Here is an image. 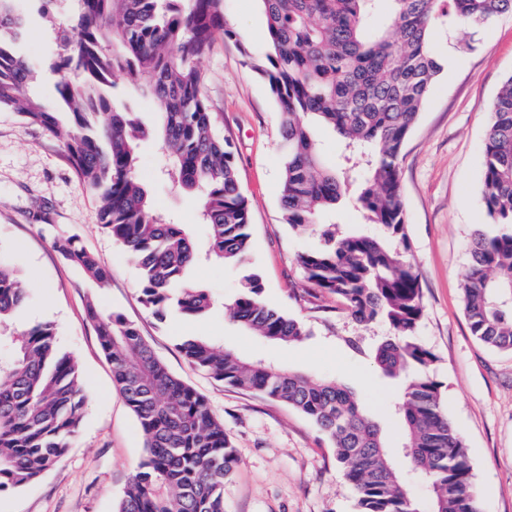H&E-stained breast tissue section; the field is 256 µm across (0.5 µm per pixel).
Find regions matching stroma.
Instances as JSON below:
<instances>
[{
    "label": "stroma",
    "mask_w": 512,
    "mask_h": 512,
    "mask_svg": "<svg viewBox=\"0 0 512 512\" xmlns=\"http://www.w3.org/2000/svg\"><path fill=\"white\" fill-rule=\"evenodd\" d=\"M77 0H49L30 20L26 45L50 63L62 52L61 27ZM236 38L216 36L201 59L205 92L217 128L234 146L239 180L250 204L251 261L263 281V298L303 323L301 342L281 345L254 336L225 309L239 292L237 267L202 264L191 280L213 292L207 318L174 311L159 315L140 301L139 270L98 219L99 202L78 178L60 140L0 110V256L25 277L28 301L20 325L51 323L59 349L82 371L87 401L66 454L37 481L0 493V512H117L129 480L143 460L144 436L112 382L87 304L116 311L134 324L170 372L203 394L223 422L239 463L224 484L226 512H355L353 491L328 438L314 423L259 392L235 388L193 367L179 349L188 336H208L248 358H259L331 379L349 387L379 422L391 446L402 438L392 410L400 389L384 377L370 353L348 348L346 338L372 344L388 335L382 324L355 322L332 296L309 288L296 263L317 246L315 237L285 223L281 209V118L267 81L246 61L267 50L266 18L259 0H224ZM433 48L445 70L431 89L400 162L409 258L423 290L417 339L436 356L431 373L442 384V405L467 449L481 512H512V352L493 349L472 335L464 313L463 277L472 231L486 223L481 202L483 144L503 79L512 75V16L481 30L439 27ZM115 105L137 113L149 128L159 123L155 104L117 77ZM164 158L154 140H143L138 167L156 214L191 225L197 242L195 198L171 189L159 173ZM48 212L51 227L36 219ZM57 234L77 236L108 266L107 283L90 280L52 248Z\"/></svg>",
    "instance_id": "stroma-1"
}]
</instances>
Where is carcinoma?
<instances>
[{"instance_id":"1","label":"carcinoma","mask_w":512,"mask_h":512,"mask_svg":"<svg viewBox=\"0 0 512 512\" xmlns=\"http://www.w3.org/2000/svg\"><path fill=\"white\" fill-rule=\"evenodd\" d=\"M28 0H0V110L57 137L77 176L99 199V220L140 270L142 303L198 319L215 307L209 289L187 279L213 260L243 269L229 317L269 341L295 343L306 327L269 307L249 265L250 209L231 143L217 130L197 61L216 35L233 36L224 0H78L61 31L70 54L49 65L51 101L29 96L42 67L23 50ZM268 51L252 67L265 77L282 115V206L286 223L319 240L297 255L309 286L335 297L362 323L392 335L371 348L383 374L401 377L393 409L402 444L387 445L380 424L345 386L244 358L204 336L180 344L196 368L230 386L257 390L306 415L332 441L356 512H421L394 468L401 455L429 485L430 512H480L467 450L441 407L434 354L416 338L423 315L419 274L408 260L400 160L427 95L443 71L431 36L444 19L480 28L512 0H260ZM387 15L390 25L376 23ZM122 74L153 100L155 129L112 103ZM337 133L343 162L327 165L314 126ZM155 138L172 185L201 195L198 247L186 224L155 216L138 170V142ZM481 200L493 229L470 241L463 283L473 336L512 351V75L492 107L483 148ZM351 202L373 233L349 232L325 217ZM54 250L98 283L111 270L58 235ZM27 282L0 259V493L24 487L71 447L83 417L84 381L62 353L50 323L17 325ZM112 380L145 437V457L118 512H224V482L237 456L208 400L174 376L140 331L118 312L86 308Z\"/></svg>"}]
</instances>
